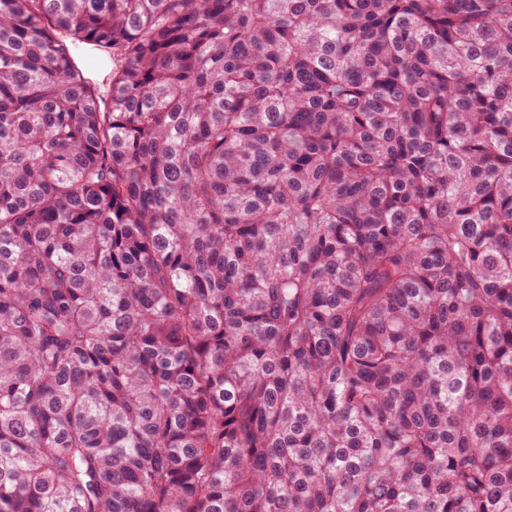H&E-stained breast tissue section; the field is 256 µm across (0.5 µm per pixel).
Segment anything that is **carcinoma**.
I'll list each match as a JSON object with an SVG mask.
<instances>
[{
    "instance_id": "1",
    "label": "carcinoma",
    "mask_w": 512,
    "mask_h": 512,
    "mask_svg": "<svg viewBox=\"0 0 512 512\" xmlns=\"http://www.w3.org/2000/svg\"><path fill=\"white\" fill-rule=\"evenodd\" d=\"M0 512H512V0H0Z\"/></svg>"
}]
</instances>
